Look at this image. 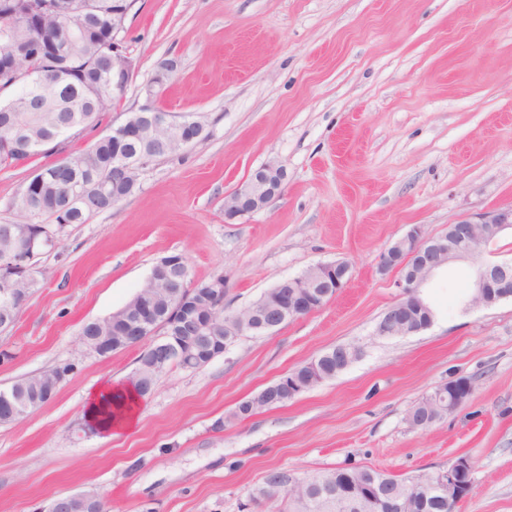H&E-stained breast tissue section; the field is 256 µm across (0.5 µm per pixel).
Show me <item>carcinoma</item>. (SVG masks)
Masks as SVG:
<instances>
[{
    "label": "carcinoma",
    "mask_w": 512,
    "mask_h": 512,
    "mask_svg": "<svg viewBox=\"0 0 512 512\" xmlns=\"http://www.w3.org/2000/svg\"><path fill=\"white\" fill-rule=\"evenodd\" d=\"M18 6L20 3L16 0L0 4V28L13 31L15 43L55 32L57 19L65 15L83 16L85 26L84 30L77 32L68 55L49 58L32 52L19 59L18 70L42 73L45 83L24 82L12 86V97L0 104L1 168L45 154L41 149H28V142L47 139L53 143L65 136L70 138L96 123L99 115L110 109L114 99L101 61L111 54L112 42L105 41V37L112 30V12L127 8L128 3L125 0H49L41 15L40 26L34 28L10 25L12 10ZM185 147L187 144L179 140L178 133L164 129L148 133L140 140L105 134L91 145L90 150L42 167L48 173V179L41 188L32 190L29 197H20V223H27L29 214L36 208L39 210V223L58 225L64 233L73 224H86L117 204L110 181L120 180L117 192L124 195L136 180V174L116 170L119 163L143 158L148 164ZM97 180H106L109 185L102 191L89 193L83 205L67 206L76 187ZM41 252V248L34 251L27 248L17 225L0 224V279H13L14 287L23 294H31L36 281L20 275L19 268L22 265L32 268ZM139 294L155 304L158 323H165L175 306L176 289L146 284ZM211 307L217 313L213 333L223 339L225 345H232L246 334H261L258 324L250 322L243 312L224 314V298L215 300ZM341 348L343 353L340 355L336 354L334 346L324 351L316 358L317 368L305 363L291 370V374L301 379L314 374L316 385L336 377L359 356L354 344H343ZM136 364L146 372L145 378L138 383L139 390L151 393L162 377L173 369L171 365H156L153 351L146 343L140 348ZM54 375L55 371L46 370L16 381L12 388L27 391L31 397L38 398L35 403L38 408L47 402L44 386ZM289 400L290 397L283 396L271 401L257 394L239 403L231 417H251L284 405ZM458 407V403L448 407L424 398L411 407L408 422L413 428H424ZM435 477L433 473L399 478L371 467L357 466L331 469L313 477H293L288 470L276 469L251 490L249 501L268 505L274 512H384L382 500L385 494L392 492L409 503L420 495L422 484ZM341 483L357 487L359 499L356 507L350 509L336 501V488ZM427 499L430 503L427 512H453L456 506L452 493L432 494Z\"/></svg>",
    "instance_id": "obj_1"
}]
</instances>
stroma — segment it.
Masks as SVG:
<instances>
[{"instance_id": "obj_1", "label": "stroma", "mask_w": 512, "mask_h": 512, "mask_svg": "<svg viewBox=\"0 0 512 512\" xmlns=\"http://www.w3.org/2000/svg\"><path fill=\"white\" fill-rule=\"evenodd\" d=\"M123 41L133 63L123 99L51 155L0 168V224L19 220L39 166L146 104L167 60L177 69L156 105L198 116L204 138L150 164L130 197L37 258L31 296L0 332V389L68 373L48 403L0 425V512H44L78 492L108 512H240L271 470L415 476L460 457L474 463V490L455 512H512V300L466 303L477 266L512 260V230L428 281L429 328L374 333L402 297L380 256L411 225L441 234L512 205V0H135ZM269 161L286 170L281 194L225 219V196ZM173 253L192 280L223 275L228 313L320 263L346 261L350 279L313 313L240 337L199 369H171L134 427L103 440L83 418L87 397L128 379L139 349L101 356L79 330L124 306ZM343 343L362 355L335 378L232 418ZM459 377L473 383L466 404L412 428L410 408ZM278 381L272 383L271 385H268L260 392H258L254 397L239 403L238 406L231 413L232 418L240 419L252 417L253 415L263 410L284 405L288 403L289 400L294 399V397L282 396L280 399L276 401H270L269 399L266 398V394L260 396V394L263 391L267 392L268 389L275 386L278 383Z\"/></svg>"}]
</instances>
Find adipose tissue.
Instances as JSON below:
<instances>
[{
  "instance_id": "ef3b65f1",
  "label": "adipose tissue",
  "mask_w": 512,
  "mask_h": 512,
  "mask_svg": "<svg viewBox=\"0 0 512 512\" xmlns=\"http://www.w3.org/2000/svg\"><path fill=\"white\" fill-rule=\"evenodd\" d=\"M139 398L130 385L103 384L88 397L85 417L104 436L131 429L138 417Z\"/></svg>"
}]
</instances>
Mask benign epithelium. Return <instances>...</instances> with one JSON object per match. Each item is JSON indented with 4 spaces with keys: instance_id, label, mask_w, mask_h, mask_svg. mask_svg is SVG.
I'll list each match as a JSON object with an SVG mask.
<instances>
[{
    "instance_id": "7a95c632",
    "label": "benign epithelium",
    "mask_w": 512,
    "mask_h": 512,
    "mask_svg": "<svg viewBox=\"0 0 512 512\" xmlns=\"http://www.w3.org/2000/svg\"><path fill=\"white\" fill-rule=\"evenodd\" d=\"M128 11L112 13V95L123 96L128 81L132 76V62L126 53L120 51L118 35L125 29ZM81 19L62 18L58 22L60 37L50 42L48 51L54 56L64 54L66 41L78 32ZM174 71V64L167 62L161 66L159 74L146 87L148 98L158 96L164 82ZM137 121L131 125L120 124L112 128V134L128 138L143 133V128L167 125L169 120L157 114L159 108L145 105L139 108ZM285 181V169L277 162L270 161L254 171L249 180L224 197V217L234 219L246 216L263 209L272 199L281 193ZM512 229V206L497 208L480 214L477 219H464L448 225V231L441 235L427 233L420 225H414L406 236L390 246L380 258L379 269L385 273L395 270L399 273L396 286L401 289L402 299L390 307L375 328L377 336H405L428 328L433 321V311L422 295V288L438 271L458 262L471 260L481 246L487 242L490 234H500ZM321 268L332 272V276H324L316 281L322 288L321 296L333 298L347 284L350 267L345 262L321 265ZM189 271L185 257L181 254L161 259L151 271L147 279L149 283H160L170 288H183ZM293 283V280H288ZM286 283V284H288ZM286 284L277 286L285 304L286 312L294 317H302L312 313L305 304L292 306V300ZM512 299V262L502 261L480 266L473 281L468 304L475 306H491L500 301ZM137 307L143 312L140 318V332L144 334L142 341L153 346L158 355V363L166 364L179 359H200L211 350L217 340L207 339L206 346H201L199 337L208 332L214 323L213 311H194L191 298L186 296L178 302L176 314L192 317L197 326V333L190 335H172L160 331L150 308L144 301ZM82 345L89 351L101 354L112 350L110 336H83ZM18 401L7 396L0 397V422L13 421L21 413ZM471 467V460L461 457L448 464L442 471L445 478L439 485L446 489L457 481L458 472ZM92 501V495L75 493L54 499L46 512H85Z\"/></svg>"
}]
</instances>
